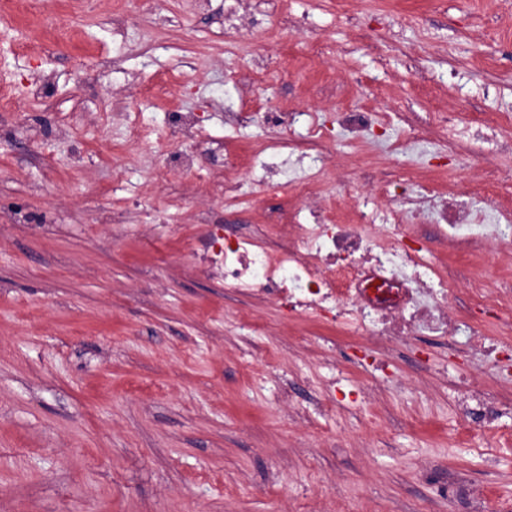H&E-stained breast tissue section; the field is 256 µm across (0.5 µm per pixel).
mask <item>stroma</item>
Wrapping results in <instances>:
<instances>
[{
  "mask_svg": "<svg viewBox=\"0 0 512 512\" xmlns=\"http://www.w3.org/2000/svg\"><path fill=\"white\" fill-rule=\"evenodd\" d=\"M196 3L0 0V512H512V387L465 337L350 336L226 292L194 250L312 223L319 175L316 208L369 198L479 275L456 307L497 335L512 249L436 222L448 197L512 213V0ZM273 110L296 150H266ZM345 112L380 120L357 138ZM213 142L231 168L179 162ZM462 372L499 426L462 425Z\"/></svg>",
  "mask_w": 512,
  "mask_h": 512,
  "instance_id": "stroma-1",
  "label": "stroma"
}]
</instances>
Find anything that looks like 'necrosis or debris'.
Here are the masks:
<instances>
[{
  "label": "necrosis or debris",
  "mask_w": 512,
  "mask_h": 512,
  "mask_svg": "<svg viewBox=\"0 0 512 512\" xmlns=\"http://www.w3.org/2000/svg\"><path fill=\"white\" fill-rule=\"evenodd\" d=\"M447 221L451 241L480 244L493 232L512 245V214L490 226L457 201L449 205ZM276 239L273 251L250 235L222 236L215 224L201 249L225 289L275 300L297 315L319 312L357 335L388 340L425 330L452 336L463 325L451 309L450 289L437 280L438 257L407 244L397 225L319 219Z\"/></svg>",
  "instance_id": "1"
}]
</instances>
